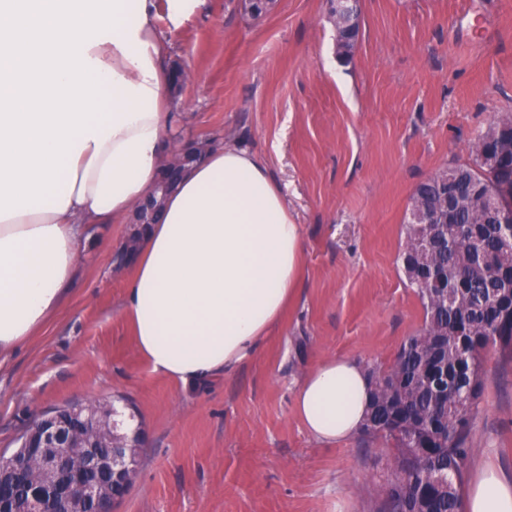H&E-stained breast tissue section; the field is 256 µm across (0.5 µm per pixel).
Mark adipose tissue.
Masks as SVG:
<instances>
[{
	"instance_id": "ef3b65f1",
	"label": "adipose tissue",
	"mask_w": 512,
	"mask_h": 512,
	"mask_svg": "<svg viewBox=\"0 0 512 512\" xmlns=\"http://www.w3.org/2000/svg\"><path fill=\"white\" fill-rule=\"evenodd\" d=\"M155 0H0V358L61 308L92 224H125L179 131ZM300 227L253 152L216 145L140 239L121 306L152 370L182 385L234 372L277 325L303 273ZM362 363H317L296 391L324 442L360 430ZM463 512H512L485 465Z\"/></svg>"
}]
</instances>
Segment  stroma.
Masks as SVG:
<instances>
[{
    "instance_id": "stroma-1",
    "label": "stroma",
    "mask_w": 512,
    "mask_h": 512,
    "mask_svg": "<svg viewBox=\"0 0 512 512\" xmlns=\"http://www.w3.org/2000/svg\"><path fill=\"white\" fill-rule=\"evenodd\" d=\"M157 26L191 75L171 91L187 135L266 164L305 242L281 323L232 374L185 389L138 353L112 257L125 226L94 224L65 306L0 363V455L34 419L109 399L141 430L135 481L113 512H377L390 441L311 436L295 410L326 357L386 369L425 315L399 256L416 186L472 161L470 146L512 113V0H359L360 36L336 56L328 0H201ZM471 426L473 463L512 478V352L490 348Z\"/></svg>"
}]
</instances>
